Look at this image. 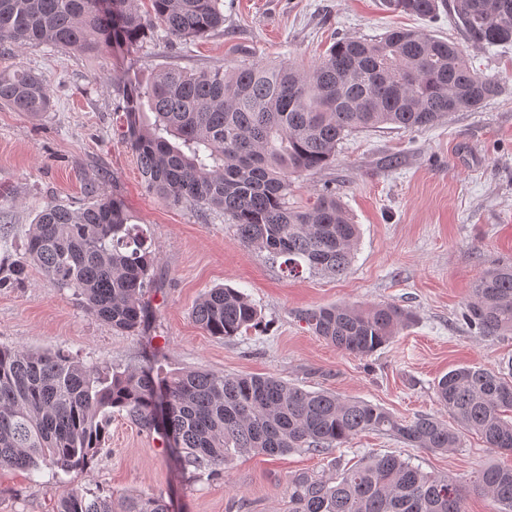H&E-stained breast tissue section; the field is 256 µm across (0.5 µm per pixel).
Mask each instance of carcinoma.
<instances>
[{
  "instance_id": "cac0c4a2",
  "label": "carcinoma",
  "mask_w": 512,
  "mask_h": 512,
  "mask_svg": "<svg viewBox=\"0 0 512 512\" xmlns=\"http://www.w3.org/2000/svg\"><path fill=\"white\" fill-rule=\"evenodd\" d=\"M0 0V46L49 45L97 55L131 52L156 28L191 41L224 25L220 0ZM396 13L423 18L443 6L466 42L512 43V0H384ZM122 85L123 135L136 153L147 188L164 202L221 212L247 247L283 259L291 277L334 278L350 266L358 225L336 192L324 189L308 206L288 205L292 177L335 161L354 131L393 125L412 130L499 96L505 80L473 70L462 44L394 27L377 39H340L307 69L283 62L187 72L159 70L149 83ZM0 104L33 117L53 107L47 81L18 68L0 73ZM121 199L97 190L78 207L52 201L36 214L27 257L9 268L23 283L29 267L68 289L112 329L146 331L147 288L155 255L148 231L131 223ZM463 319L484 336L512 334V264L494 263L471 289ZM394 305L336 304L300 314L337 349L367 356L410 321ZM208 335L255 329L260 311L232 287L205 292L192 310ZM457 428L429 415L399 420L362 400L309 391L272 376L173 372L155 363L123 371L84 363L57 351L0 347V469L68 474L89 467L112 415L124 413L155 433L182 468L217 475L229 455L279 456L301 448H338L364 431L394 436L416 448L446 452L474 432L494 451H512V380L481 365H463L435 386ZM334 472H302L288 481V512H465L466 487L395 455L369 456ZM474 489L496 512H512V468L487 465ZM57 512H168L162 496H88L72 484Z\"/></svg>"
}]
</instances>
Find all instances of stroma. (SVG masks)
<instances>
[{
	"label": "stroma",
	"instance_id": "obj_1",
	"mask_svg": "<svg viewBox=\"0 0 512 512\" xmlns=\"http://www.w3.org/2000/svg\"><path fill=\"white\" fill-rule=\"evenodd\" d=\"M221 9L223 27L206 37L183 42L158 31L128 55L44 45L0 54V71L21 63L41 74L54 103L37 118L0 106V266L23 257L29 226L46 203H82L98 187L149 231L157 256L146 334L112 329L34 267L23 285L0 288V346L61 349L120 371L151 358L167 372L272 375L370 402L401 420L451 422L434 395L441 376L465 364L512 367V335L482 336L462 318L476 278L495 261H512V44L469 51L478 72L506 80L502 94L481 108L410 131L387 125L352 133L331 166L294 179L290 205H306L331 186L359 225L360 240L344 275L293 278L266 253L244 247L223 213L174 206L147 190L121 134L122 95L113 74L145 82L168 66H308L336 40L376 38L393 26L458 42L464 33L449 11L420 18L390 12L383 0H222ZM221 285L250 296L262 315L259 327L223 338L195 324L192 308ZM339 303H390L412 320L373 354H348L299 318ZM461 441L432 452L364 432L323 452L237 455L222 476L211 477L181 469L157 435L116 415L102 452L70 480L91 495L158 494L170 512H288L289 478L329 469L337 459L393 454L469 488L484 464L512 467V453L491 451L479 436L466 433ZM63 492L50 467L0 470V512H56ZM466 510L496 507L470 488Z\"/></svg>",
	"mask_w": 512,
	"mask_h": 512
}]
</instances>
